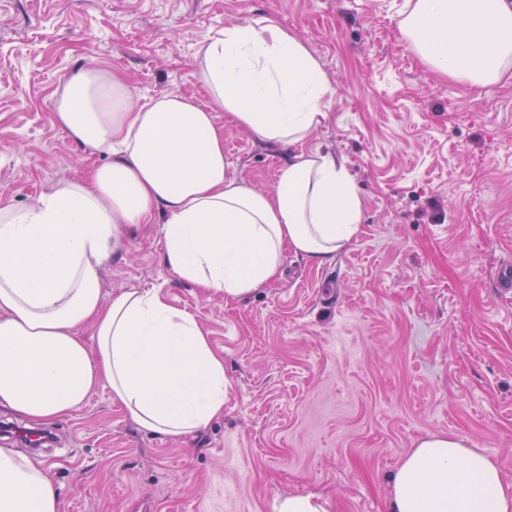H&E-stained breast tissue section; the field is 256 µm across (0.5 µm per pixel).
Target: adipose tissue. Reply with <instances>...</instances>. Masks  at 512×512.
Masks as SVG:
<instances>
[{"label":"adipose tissue","instance_id":"1","mask_svg":"<svg viewBox=\"0 0 512 512\" xmlns=\"http://www.w3.org/2000/svg\"><path fill=\"white\" fill-rule=\"evenodd\" d=\"M398 27L431 70L496 83L512 66V0H409ZM208 101L166 93L136 106L115 74L78 68L57 123L108 163L30 206L0 203V409L50 424L98 386L141 430L205 431L224 413V359L161 289L104 298L101 274L123 225L164 218V262L180 280L241 299L278 272L285 250L316 265L357 238L365 205L343 160L302 150L336 93L314 53L259 19L225 27L197 52ZM268 144L294 147L276 189L231 171L217 113ZM91 325V339L78 330ZM0 512H63L41 462L0 448ZM389 512H512L495 460L431 434L391 477Z\"/></svg>","mask_w":512,"mask_h":512}]
</instances>
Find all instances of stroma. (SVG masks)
I'll return each instance as SVG.
<instances>
[{"label": "stroma", "instance_id": "1", "mask_svg": "<svg viewBox=\"0 0 512 512\" xmlns=\"http://www.w3.org/2000/svg\"><path fill=\"white\" fill-rule=\"evenodd\" d=\"M408 0H0V199L25 207L107 155L54 118L79 67L122 76L132 103L203 100L197 48L266 19L318 57L336 89L305 142L342 156L365 203L357 240L318 266L284 252L281 274L225 301L179 280L163 221L127 229L105 295L161 289L224 358V414L202 433L138 429L108 389L42 427L0 416V447L41 461L63 512H278L291 495L330 512H386L414 443L448 434L499 464L512 487V70L474 86L429 69L401 37ZM233 173L274 190L288 148L225 114Z\"/></svg>", "mask_w": 512, "mask_h": 512}]
</instances>
